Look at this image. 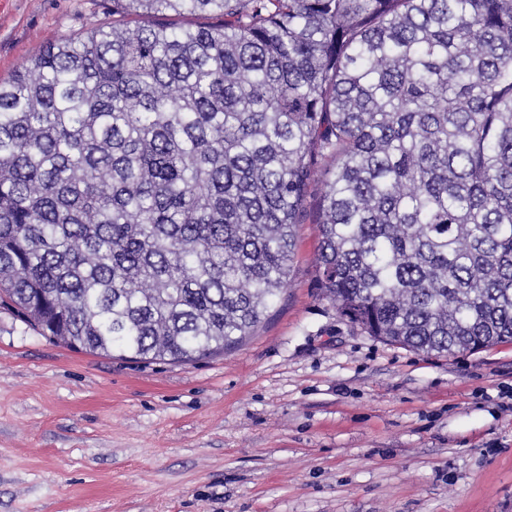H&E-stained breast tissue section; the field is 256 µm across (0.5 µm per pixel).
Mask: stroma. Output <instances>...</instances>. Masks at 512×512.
<instances>
[{"label":"stroma","instance_id":"stroma-1","mask_svg":"<svg viewBox=\"0 0 512 512\" xmlns=\"http://www.w3.org/2000/svg\"><path fill=\"white\" fill-rule=\"evenodd\" d=\"M0 0V78L111 22ZM318 226L245 343L191 364L75 352L0 307V512H512V342L438 357L350 324Z\"/></svg>","mask_w":512,"mask_h":512}]
</instances>
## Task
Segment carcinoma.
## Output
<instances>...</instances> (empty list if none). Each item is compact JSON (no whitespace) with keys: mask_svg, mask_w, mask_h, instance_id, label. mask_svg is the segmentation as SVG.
I'll use <instances>...</instances> for the list:
<instances>
[{"mask_svg":"<svg viewBox=\"0 0 512 512\" xmlns=\"http://www.w3.org/2000/svg\"><path fill=\"white\" fill-rule=\"evenodd\" d=\"M112 17L0 79V305L79 352L230 351L281 299L329 161L316 272L344 317L439 356L512 341V0Z\"/></svg>","mask_w":512,"mask_h":512,"instance_id":"1","label":"carcinoma"}]
</instances>
